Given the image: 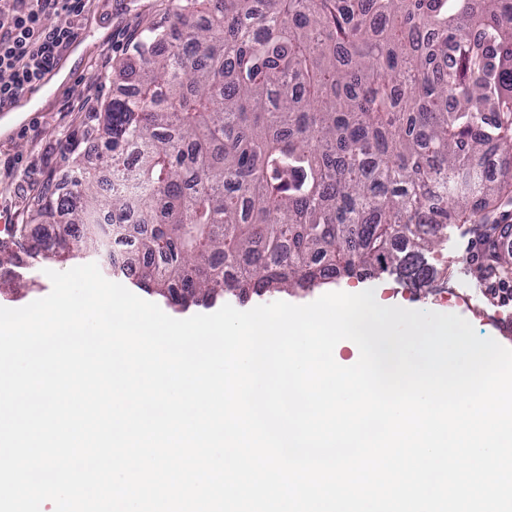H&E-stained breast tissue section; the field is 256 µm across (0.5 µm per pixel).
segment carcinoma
<instances>
[{"mask_svg":"<svg viewBox=\"0 0 512 512\" xmlns=\"http://www.w3.org/2000/svg\"><path fill=\"white\" fill-rule=\"evenodd\" d=\"M134 94L33 197L16 246L67 262L138 215L136 266L169 304L313 291L364 271L423 285L450 224H512V0H177L134 47ZM139 156L132 193L101 190Z\"/></svg>","mask_w":512,"mask_h":512,"instance_id":"1","label":"carcinoma"}]
</instances>
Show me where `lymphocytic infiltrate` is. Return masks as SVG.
Listing matches in <instances>:
<instances>
[{
    "instance_id": "obj_1",
    "label": "lymphocytic infiltrate",
    "mask_w": 512,
    "mask_h": 512,
    "mask_svg": "<svg viewBox=\"0 0 512 512\" xmlns=\"http://www.w3.org/2000/svg\"><path fill=\"white\" fill-rule=\"evenodd\" d=\"M90 0H0V104L39 81L78 39ZM56 16L53 26L45 18Z\"/></svg>"
}]
</instances>
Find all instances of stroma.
<instances>
[{
	"label": "stroma",
	"instance_id": "obj_1",
	"mask_svg": "<svg viewBox=\"0 0 512 512\" xmlns=\"http://www.w3.org/2000/svg\"><path fill=\"white\" fill-rule=\"evenodd\" d=\"M175 4L176 0H92L76 50L62 57L69 67L66 78L48 82L28 98L20 128L0 132V221L6 223L0 228V246L14 255L13 270L20 278L18 289L0 292V306L19 308L50 293L46 272L59 270V263L17 249L14 227L43 183L58 177L65 167L64 145L78 143L84 156L96 158L97 143L85 139L84 133L94 127L104 105L122 92L114 71L149 27L172 16ZM81 101L87 102V111H75ZM424 260L434 269H447V281L415 286L394 275L367 276L342 280L338 289L346 293L370 289L388 306L459 315L470 320L479 336L512 348V299H495L487 293L472 225L449 227L447 240L425 253ZM459 294L470 296V306L456 305ZM477 309L485 310L486 318H474Z\"/></svg>",
	"mask_w": 512,
	"mask_h": 512
}]
</instances>
